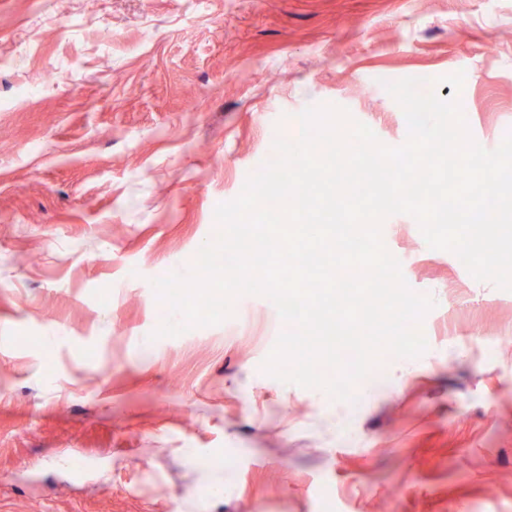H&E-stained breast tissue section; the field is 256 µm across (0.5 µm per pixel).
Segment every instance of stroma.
Wrapping results in <instances>:
<instances>
[{
	"instance_id": "35a3bbf8",
	"label": "stroma",
	"mask_w": 512,
	"mask_h": 512,
	"mask_svg": "<svg viewBox=\"0 0 512 512\" xmlns=\"http://www.w3.org/2000/svg\"><path fill=\"white\" fill-rule=\"evenodd\" d=\"M408 77L497 148L512 0H0V512H512V291L413 217L382 236L436 301L427 349L356 401L263 371L261 296L153 335V280L190 273L276 136L331 103L399 146ZM190 453L228 457L223 491Z\"/></svg>"
}]
</instances>
